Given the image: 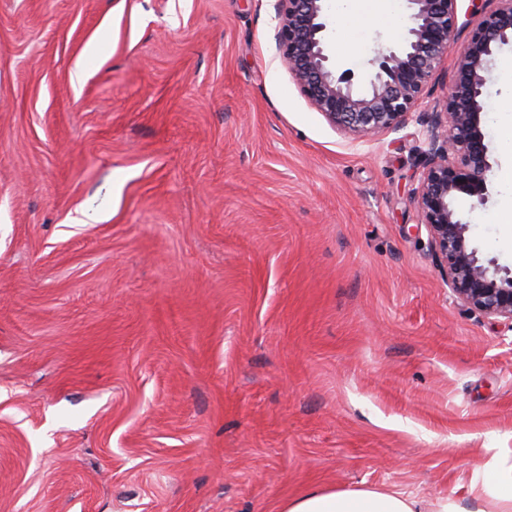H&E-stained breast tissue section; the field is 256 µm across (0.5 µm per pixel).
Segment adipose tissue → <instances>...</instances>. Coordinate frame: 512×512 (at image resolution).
I'll return each instance as SVG.
<instances>
[{
  "mask_svg": "<svg viewBox=\"0 0 512 512\" xmlns=\"http://www.w3.org/2000/svg\"><path fill=\"white\" fill-rule=\"evenodd\" d=\"M470 491L478 502L477 512H512V463L493 456L474 469ZM278 512H423L422 503L400 491L368 488L354 490L310 489L284 500Z\"/></svg>",
  "mask_w": 512,
  "mask_h": 512,
  "instance_id": "ef3b65f1",
  "label": "adipose tissue"
}]
</instances>
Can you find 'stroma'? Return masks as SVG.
Instances as JSON below:
<instances>
[{
  "label": "stroma",
  "instance_id": "1",
  "mask_svg": "<svg viewBox=\"0 0 512 512\" xmlns=\"http://www.w3.org/2000/svg\"><path fill=\"white\" fill-rule=\"evenodd\" d=\"M274 4L0 0V512L428 507L512 449V327L454 299L412 195L471 0L407 125L360 142L281 63ZM394 24L331 20L333 67L367 81ZM510 59L488 200L457 207L512 269ZM278 512H424L414 496L400 491L368 488L354 490L309 489L284 500Z\"/></svg>",
  "mask_w": 512,
  "mask_h": 512
}]
</instances>
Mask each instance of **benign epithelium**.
I'll list each match as a JSON object with an SVG mask.
<instances>
[{"instance_id": "1", "label": "benign epithelium", "mask_w": 512, "mask_h": 512, "mask_svg": "<svg viewBox=\"0 0 512 512\" xmlns=\"http://www.w3.org/2000/svg\"><path fill=\"white\" fill-rule=\"evenodd\" d=\"M457 0H408L400 44L379 52L365 83L332 68L326 0H275L276 49L301 93L340 133L361 141L402 128L426 94L456 41ZM480 13L443 107L427 124L415 202L432 256L455 300L485 318L512 326V270L482 260L470 225L458 218L464 194L471 208L488 200V148L481 97L484 72L497 48L512 43V0Z\"/></svg>"}]
</instances>
